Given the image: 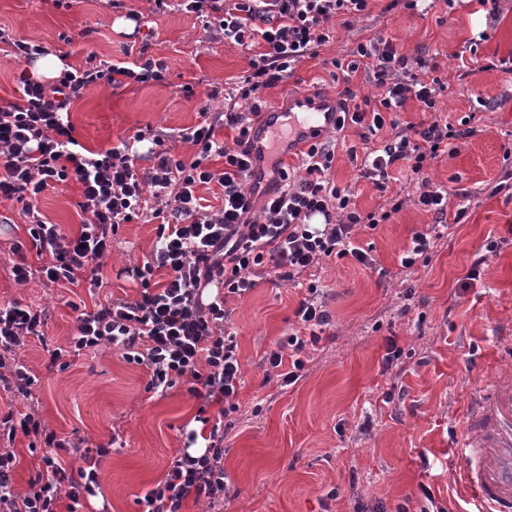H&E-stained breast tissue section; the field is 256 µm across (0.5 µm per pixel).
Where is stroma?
Returning a JSON list of instances; mask_svg holds the SVG:
<instances>
[{"label":"stroma","mask_w":512,"mask_h":512,"mask_svg":"<svg viewBox=\"0 0 512 512\" xmlns=\"http://www.w3.org/2000/svg\"><path fill=\"white\" fill-rule=\"evenodd\" d=\"M389 0H372L369 13L350 26L333 22V36L314 59H305L288 77L266 89L267 104L303 88L343 99L346 90L377 97L365 70L348 81L333 80L332 59L349 61L362 39L387 33L411 59L435 65L449 83L438 98L439 112L453 127L471 122L477 133L454 142L447 159L431 166V183L468 193L464 223L450 225L436 239L427 260L413 269L400 265L414 232L435 217L407 204L376 229L357 230L353 243L374 259L366 266L352 257H328L303 274L323 287L332 316L321 341L310 351L302 377L281 385L261 364L265 351L295 328V310L305 291L275 275L259 280L244 297H228V326L236 335L245 384L224 434V471L233 493L224 512H419L430 489L441 512H471L458 476L454 444L466 432L472 400L500 371L512 370V352L492 341L494 332H512V188H500L512 169V0H499L497 19L478 0H433L427 14L405 9L386 12ZM150 0H0V31L42 44L83 66L88 54L105 61L163 60L161 83L112 87L93 85L70 109L74 136L92 151L111 148L141 130L168 135L174 151L191 158L180 130L201 120L202 109L221 111V92L247 75L254 50L206 33L194 15L174 9L151 12ZM141 12L153 35L115 29L127 10ZM475 50L483 67L463 73L459 53ZM350 126L326 135L335 146L332 175L350 188L363 214L388 207L392 195H418L420 183L398 180L389 193L359 178L350 148L360 145ZM76 184L51 189L37 202L35 215L76 233L82 221ZM0 303L21 299L49 311V344L66 345L73 332L68 300L86 305L105 297L132 299L139 288L121 270L149 259L157 240V221L141 217L120 225L112 252L104 259L105 285L58 288L33 278L17 285L10 269L17 262L13 241L25 238L29 215L21 203L0 199ZM496 255L484 257L487 239ZM481 275L462 287L474 261ZM401 351L384 367L388 341ZM36 373L30 403L42 422L59 433L78 432L88 448L118 439L98 460L102 499L93 512H142L144 493L165 477L184 446V427H196L198 413L216 417L218 403L203 405L187 385L166 394L147 391L143 366L126 362L105 348L77 358L64 371L47 372L38 341L21 351ZM373 426L358 428L363 416Z\"/></svg>","instance_id":"1"}]
</instances>
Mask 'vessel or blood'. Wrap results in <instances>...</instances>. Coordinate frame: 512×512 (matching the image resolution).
<instances>
[{
  "label": "vessel or blood",
  "instance_id": "obj_1",
  "mask_svg": "<svg viewBox=\"0 0 512 512\" xmlns=\"http://www.w3.org/2000/svg\"><path fill=\"white\" fill-rule=\"evenodd\" d=\"M338 115L335 98L303 92L289 93L287 107H268L250 133L251 185L263 180L271 157L286 160L305 151L314 137L333 130ZM457 457L476 512H512V384L493 385Z\"/></svg>",
  "mask_w": 512,
  "mask_h": 512
}]
</instances>
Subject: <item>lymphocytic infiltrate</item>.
Segmentation results:
<instances>
[{
  "mask_svg": "<svg viewBox=\"0 0 512 512\" xmlns=\"http://www.w3.org/2000/svg\"><path fill=\"white\" fill-rule=\"evenodd\" d=\"M370 0H180L182 11L202 20L206 31L249 47L264 42L265 50L250 62V73L238 89L229 92L223 121H204L182 133L195 154L186 160L173 153L160 136L137 132L135 141L151 140L152 167L137 170L128 141L104 151L84 154L74 137L69 108L87 87L107 84L161 83L164 61L143 58L137 62H107L88 55L83 67L67 72L55 83L37 81L21 70L16 83L20 99L0 105V199L36 200L49 187L74 182L81 188L82 223L77 234L36 218L28 227L29 245L48 255L40 271L27 263L13 266L15 283L27 284L33 274L62 288L87 284L102 287L99 276L104 257L112 250L118 225L130 223L144 206L159 218L158 245L143 266L128 269L139 280V298L109 300L94 309H77L74 332L66 345L47 350V371L69 368L70 358L109 346L127 362L145 366L148 389L164 392L175 382L188 383L193 395L203 396L236 411L235 400L243 382L237 343L225 327L227 296H244L255 288L265 267L291 282L320 259L352 256L369 264L367 253L352 244L356 227L370 228L391 219L404 203L433 213L438 223L464 219L467 208L449 212L451 189L424 186L411 199L397 198L382 213L360 214L348 189L331 176L335 153L326 144H311L302 154L304 176L290 180L286 165H277L278 180L264 191L261 209H254L250 177L248 136L251 117L258 114L263 90L307 58L317 57L331 37L328 22L342 15H362ZM356 60H333L334 68L371 71L382 93L342 105L337 130L353 124L370 135L387 131L380 145L366 146L360 176L378 192L389 189L392 170L421 177L426 168L448 154L450 140L469 138L476 127L454 129L436 115L437 97L445 85L439 78L425 80L414 71L408 57L383 34H376L355 49ZM416 99L431 120L402 121L408 99ZM250 102L249 112L237 104ZM234 130L232 143L216 138L215 128ZM221 158L223 168L210 165ZM211 183L222 189L223 204L214 212L203 209L196 195ZM222 283L224 292L203 301L206 287ZM295 316L297 328L280 338L263 361L281 369L284 385L296 383L305 368L302 358L316 345L331 316L319 300L321 290L309 283ZM48 314L45 308L19 300L0 305V382L12 384L16 395L27 397L35 376L20 357L28 339L44 340ZM291 370H284V363ZM42 444L43 452L25 492L11 480L16 464L13 444L17 435ZM186 452L172 461L163 481L143 496L145 512H182L191 496L203 497L212 512H223L230 487L222 463L224 436L213 426L205 449L192 454L197 431L184 434ZM106 446L84 447L82 438L61 436L29 411L0 413V512H57L60 499L80 504L82 497H97L100 490L97 458ZM81 467H73V460Z\"/></svg>",
  "mask_w": 512,
  "mask_h": 512,
  "instance_id": "lymphocytic-infiltrate-1",
  "label": "lymphocytic infiltrate"
}]
</instances>
